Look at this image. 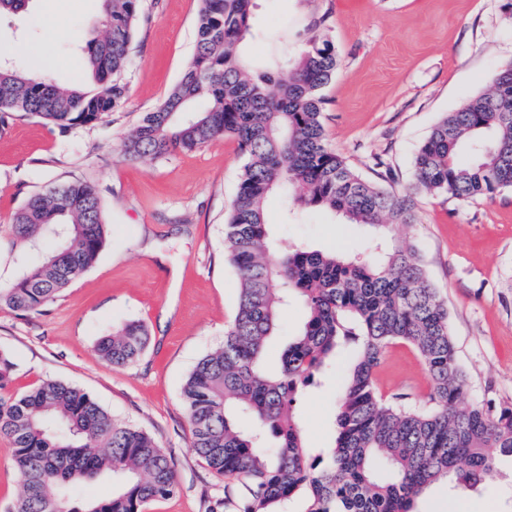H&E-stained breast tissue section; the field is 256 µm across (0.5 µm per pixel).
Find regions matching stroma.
Segmentation results:
<instances>
[{
    "instance_id": "obj_1",
    "label": "stroma",
    "mask_w": 512,
    "mask_h": 512,
    "mask_svg": "<svg viewBox=\"0 0 512 512\" xmlns=\"http://www.w3.org/2000/svg\"><path fill=\"white\" fill-rule=\"evenodd\" d=\"M199 0H144L130 47L129 100L101 121L60 131L17 115L0 133V228L52 183L94 182L104 202L107 241L98 261L38 313L0 308V349L16 365L14 387L57 380L93 397L117 420L156 438L175 464V493L148 512H205L224 483L195 454L181 403L197 361L219 347L236 313L239 282L224 251V225L244 165L233 138L160 159L125 160L123 139L178 83L197 33ZM327 16L339 66L325 87L327 144L365 179L401 192L434 125L465 99L489 92L512 62V0H256L242 52L255 69L289 74L300 33ZM101 0H32L0 15V57L58 85L85 83L80 32L102 26ZM412 237L448 307L457 359L467 378L461 406H512V189L474 201L418 194ZM275 235L313 249L350 252L372 235L319 208L292 210L280 188L264 205ZM139 319L145 354L115 368L97 354L100 336ZM343 343L318 385L297 405L307 447L326 451L344 377L356 355ZM386 400L425 399L418 353L387 348L374 372ZM420 512H512V458L474 490L436 485Z\"/></svg>"
}]
</instances>
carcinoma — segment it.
<instances>
[{
    "label": "carcinoma",
    "instance_id": "obj_1",
    "mask_svg": "<svg viewBox=\"0 0 512 512\" xmlns=\"http://www.w3.org/2000/svg\"><path fill=\"white\" fill-rule=\"evenodd\" d=\"M104 34H81L92 86L63 88L0 64V132L23 112L65 131L103 119L129 99L125 73L142 0H102ZM255 0H201L194 56L164 102L126 137L129 161L198 150L231 137L246 159L224 235L240 281L238 309L222 346L202 357L182 388L191 447L219 479L236 482L209 512H289L299 490L303 512H418L419 496L456 480L481 484L494 469L488 449L512 458V407L456 402L466 375L456 360L448 309L429 281L423 255L394 226L418 223L415 192L459 200L512 189V63L493 90L466 100L432 129L413 159L414 190L395 193L366 180L329 149L321 89L335 73L325 21L300 35L293 72L256 74L241 46ZM204 102L197 111L194 105ZM280 185L293 204L321 207L346 224L379 234L349 255L312 250L276 237L264 221L268 194ZM96 186L52 183L13 216V256L41 258L0 286V308L40 311L91 267L106 244ZM299 301V333L266 365L281 314ZM358 342L327 454L308 448L295 415L336 346ZM403 343L420 355L431 380L425 402L385 401L373 381L386 348ZM148 329L131 320L102 336L98 355L116 367L138 361ZM15 366L0 352V438L13 449L16 512H146L177 488L174 463L138 427L112 417L86 392L47 380L13 391ZM112 480V494L80 503L68 489Z\"/></svg>",
    "mask_w": 512,
    "mask_h": 512
}]
</instances>
